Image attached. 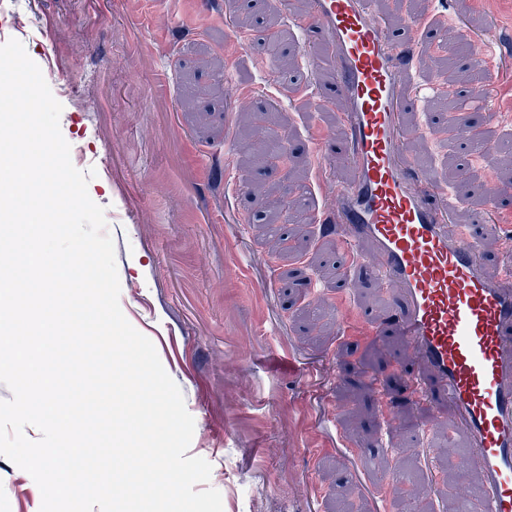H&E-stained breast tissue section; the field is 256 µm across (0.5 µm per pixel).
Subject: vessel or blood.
Segmentation results:
<instances>
[{
    "label": "vessel or blood",
    "instance_id": "obj_1",
    "mask_svg": "<svg viewBox=\"0 0 512 512\" xmlns=\"http://www.w3.org/2000/svg\"><path fill=\"white\" fill-rule=\"evenodd\" d=\"M289 22L335 63L341 152L353 169L334 189L344 281L375 277L391 307L385 320L364 309L337 314L336 328L379 342L405 339L415 354L407 389L421 406L452 410L448 437L467 441L464 462L480 475L479 512H512V267L489 275L483 248L500 230L497 186L487 181L489 204L452 232L454 202L445 190L419 188L405 156L410 138L440 118L405 120L444 95L414 79L418 44L439 29L420 16L391 28L372 0H312L307 15ZM259 38L235 30L224 45L226 71Z\"/></svg>",
    "mask_w": 512,
    "mask_h": 512
}]
</instances>
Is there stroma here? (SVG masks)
Instances as JSON below:
<instances>
[{
  "label": "stroma",
  "instance_id": "stroma-1",
  "mask_svg": "<svg viewBox=\"0 0 512 512\" xmlns=\"http://www.w3.org/2000/svg\"><path fill=\"white\" fill-rule=\"evenodd\" d=\"M224 2L185 28L191 0H16L28 56L50 88H69L60 131L96 172L88 194L114 240L121 309L149 322L195 422L188 453L210 463L223 512H336L343 499L396 512L403 491L377 476L405 465L434 488L427 512H448L444 479L460 450L431 456L440 429L404 399L407 376L391 368L396 357L409 364V348L395 335L382 345L337 335L339 285L318 270L336 264V249L320 237L303 264L325 292L329 326L301 332L281 241L240 223L257 201L226 175L224 147L238 144L243 113L265 108L301 148L317 214L331 211L332 190L316 156L334 155L342 130L335 106L300 97L250 56L225 80ZM430 11L485 41L512 34V0H437ZM489 75L496 124L512 133L511 47ZM245 87L261 102L246 100ZM444 137L434 129L406 146L420 187L448 174ZM397 394L402 404L382 414ZM380 439L388 453L368 457ZM41 501L32 477L0 456V512H40Z\"/></svg>",
  "mask_w": 512,
  "mask_h": 512
}]
</instances>
